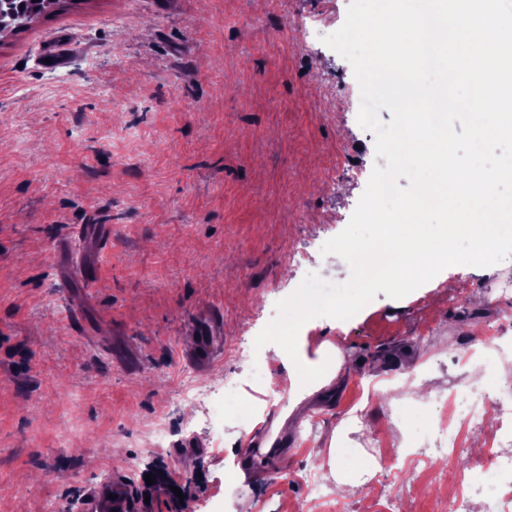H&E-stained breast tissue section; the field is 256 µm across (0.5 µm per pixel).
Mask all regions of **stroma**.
Masks as SVG:
<instances>
[{"instance_id":"stroma-1","label":"stroma","mask_w":512,"mask_h":512,"mask_svg":"<svg viewBox=\"0 0 512 512\" xmlns=\"http://www.w3.org/2000/svg\"><path fill=\"white\" fill-rule=\"evenodd\" d=\"M350 2L79 0L0 42V512H75L109 477L130 512H235L243 498L257 512H434L431 470L465 461L434 451L430 471L405 469L436 408L381 388L417 371L444 393L512 374V292L497 291L512 258L449 267V286L400 306L377 293L347 322L351 374L285 431L279 409L244 403L212 428L178 397L186 371L277 383L276 345L238 348L245 325L264 328L307 274L350 277L322 247L366 189L375 138L349 61L301 36L314 20L336 32ZM80 224L111 225L112 245L99 283L65 289L54 253ZM70 304L84 314L72 326ZM205 318L217 335L203 368L190 356ZM158 417L198 428L142 454ZM347 417L353 446L384 459L352 495L308 456ZM254 434L278 454L253 456Z\"/></svg>"}]
</instances>
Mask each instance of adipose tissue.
<instances>
[{"label": "adipose tissue", "instance_id": "1", "mask_svg": "<svg viewBox=\"0 0 512 512\" xmlns=\"http://www.w3.org/2000/svg\"><path fill=\"white\" fill-rule=\"evenodd\" d=\"M363 294V289L357 287L343 286L337 290L330 304L335 316L333 335L284 337L277 359L284 369L279 381L287 393L288 406L286 413L275 421V430L284 429L289 413L304 408L310 396L347 376L348 368L343 359L344 324L361 309ZM350 428V421L338 423L328 446L315 449L314 455L318 466L328 469L337 485L359 488L380 471L382 465L379 458L366 452L347 453Z\"/></svg>", "mask_w": 512, "mask_h": 512}]
</instances>
